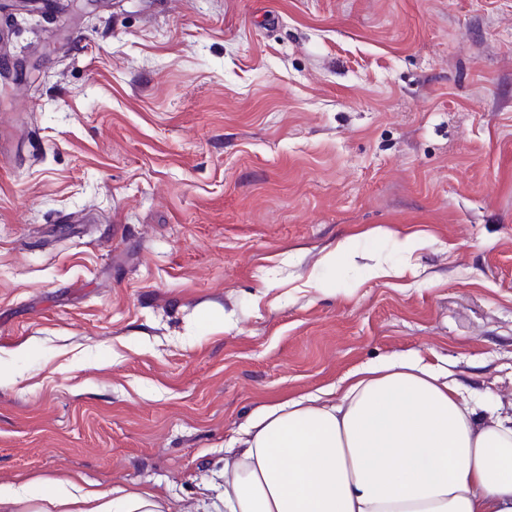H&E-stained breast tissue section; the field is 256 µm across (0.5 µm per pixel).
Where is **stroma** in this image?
Returning a JSON list of instances; mask_svg holds the SVG:
<instances>
[{
  "mask_svg": "<svg viewBox=\"0 0 512 512\" xmlns=\"http://www.w3.org/2000/svg\"><path fill=\"white\" fill-rule=\"evenodd\" d=\"M0 56V488L198 512L400 355L512 408V0H0Z\"/></svg>",
  "mask_w": 512,
  "mask_h": 512,
  "instance_id": "35a3bbf8",
  "label": "stroma"
}]
</instances>
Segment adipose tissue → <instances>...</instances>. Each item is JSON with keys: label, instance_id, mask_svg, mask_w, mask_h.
Here are the masks:
<instances>
[{"label": "adipose tissue", "instance_id": "obj_1", "mask_svg": "<svg viewBox=\"0 0 512 512\" xmlns=\"http://www.w3.org/2000/svg\"><path fill=\"white\" fill-rule=\"evenodd\" d=\"M224 512H512V414L413 356L259 409L224 451ZM35 512H168L148 487L58 480Z\"/></svg>", "mask_w": 512, "mask_h": 512}]
</instances>
